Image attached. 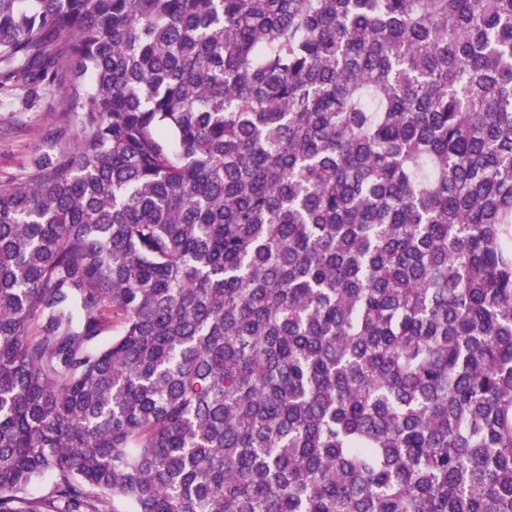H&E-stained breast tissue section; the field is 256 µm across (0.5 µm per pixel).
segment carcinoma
Listing matches in <instances>:
<instances>
[{"mask_svg":"<svg viewBox=\"0 0 512 512\" xmlns=\"http://www.w3.org/2000/svg\"><path fill=\"white\" fill-rule=\"evenodd\" d=\"M88 73L0 189V512H512V0H0V84Z\"/></svg>","mask_w":512,"mask_h":512,"instance_id":"cac0c4a2","label":"carcinoma"}]
</instances>
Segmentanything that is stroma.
<instances>
[{
  "mask_svg": "<svg viewBox=\"0 0 512 512\" xmlns=\"http://www.w3.org/2000/svg\"><path fill=\"white\" fill-rule=\"evenodd\" d=\"M87 103L55 85L0 88V188L27 178L43 155L74 142L75 117Z\"/></svg>",
  "mask_w": 512,
  "mask_h": 512,
  "instance_id": "1",
  "label": "stroma"
}]
</instances>
